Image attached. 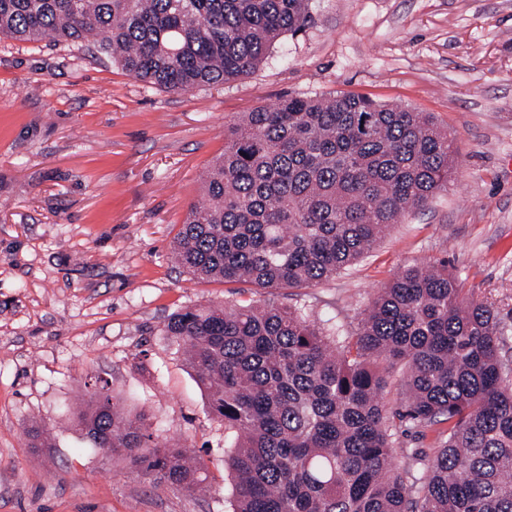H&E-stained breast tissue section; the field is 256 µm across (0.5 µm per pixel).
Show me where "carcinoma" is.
I'll return each instance as SVG.
<instances>
[{"instance_id":"obj_1","label":"carcinoma","mask_w":512,"mask_h":512,"mask_svg":"<svg viewBox=\"0 0 512 512\" xmlns=\"http://www.w3.org/2000/svg\"><path fill=\"white\" fill-rule=\"evenodd\" d=\"M310 22L309 0H0L1 37L93 42L168 92L247 75ZM452 155L426 112L288 95L224 133L172 253L198 276L262 289L332 278L448 186ZM164 330L235 435L231 512H512L509 329L493 304L464 298L447 263L405 269L352 332L254 304L187 308ZM396 370L392 409L381 393ZM399 422L447 425L443 445L396 447ZM76 426L152 484L207 487L188 450L155 443L105 384Z\"/></svg>"}]
</instances>
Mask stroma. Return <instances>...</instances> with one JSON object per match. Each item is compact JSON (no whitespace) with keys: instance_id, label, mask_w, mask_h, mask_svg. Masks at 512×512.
Wrapping results in <instances>:
<instances>
[{"instance_id":"stroma-1","label":"stroma","mask_w":512,"mask_h":512,"mask_svg":"<svg viewBox=\"0 0 512 512\" xmlns=\"http://www.w3.org/2000/svg\"><path fill=\"white\" fill-rule=\"evenodd\" d=\"M250 74L187 92L86 43L0 41V512H231L233 435L164 331L188 307L273 303L356 330L378 288L447 262L512 326V0H311ZM363 94L431 113L452 141L446 189L357 264L301 288L200 279L172 242L224 132L289 94ZM194 450L209 494L143 482L93 447L88 384ZM46 429L30 448L32 424Z\"/></svg>"}]
</instances>
